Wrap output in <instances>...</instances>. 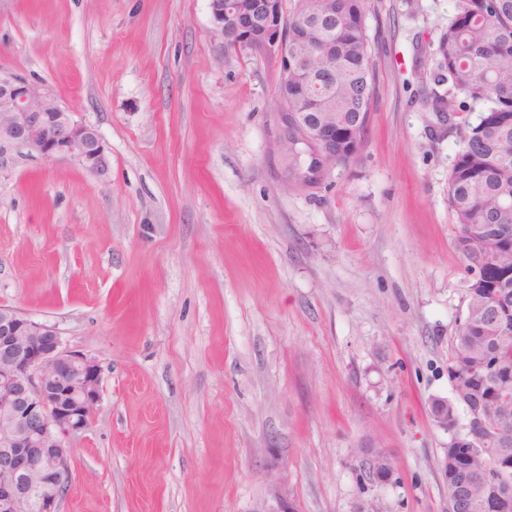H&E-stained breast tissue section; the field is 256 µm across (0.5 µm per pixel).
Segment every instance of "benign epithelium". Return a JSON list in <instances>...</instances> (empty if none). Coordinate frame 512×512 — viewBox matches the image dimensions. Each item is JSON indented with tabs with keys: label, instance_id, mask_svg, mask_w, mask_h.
<instances>
[{
	"label": "benign epithelium",
	"instance_id": "7a95c632",
	"mask_svg": "<svg viewBox=\"0 0 512 512\" xmlns=\"http://www.w3.org/2000/svg\"><path fill=\"white\" fill-rule=\"evenodd\" d=\"M285 0H209L210 36L218 54L224 39L243 50L261 41L280 69L276 98L280 151L294 149L319 163L320 185L336 170V124L312 129L303 106L288 111V83L312 72L310 56L288 48ZM301 39L331 45L336 40V4L325 0L300 23ZM336 86V67L317 76L314 99ZM25 149L47 161L68 158L92 173L107 167L99 131L75 118L43 83L0 66V157ZM101 402L96 361L64 347L58 329L0 306V512H60L72 473L71 437L86 431Z\"/></svg>",
	"mask_w": 512,
	"mask_h": 512
}]
</instances>
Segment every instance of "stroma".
<instances>
[{"label":"stroma","mask_w":512,"mask_h":512,"mask_svg":"<svg viewBox=\"0 0 512 512\" xmlns=\"http://www.w3.org/2000/svg\"><path fill=\"white\" fill-rule=\"evenodd\" d=\"M458 0H368L366 140L329 186L279 153L275 62L221 56L208 0H0V65L94 125L108 166L0 162V305L95 359L62 512H448L433 398L469 276L424 106ZM393 457L362 483L353 455Z\"/></svg>","instance_id":"obj_1"}]
</instances>
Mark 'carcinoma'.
Segmentation results:
<instances>
[{"instance_id": "cac0c4a2", "label": "carcinoma", "mask_w": 512, "mask_h": 512, "mask_svg": "<svg viewBox=\"0 0 512 512\" xmlns=\"http://www.w3.org/2000/svg\"><path fill=\"white\" fill-rule=\"evenodd\" d=\"M367 0H336V56L307 49L319 71L336 65L331 98L335 112L336 163L347 165L365 141L374 93L372 46L363 24ZM437 83L426 100L431 112L447 115L448 129L462 146L448 174V206L455 216L456 249L466 270L480 267L478 284L467 288V312L448 366L451 400L432 401L431 413L448 411V429L466 414L464 436L448 440L442 468L448 501H481L508 491L512 512V0H458L456 15L439 39ZM478 113L473 124L460 118ZM494 308V323L485 313ZM359 468L372 479L386 475L384 450L367 449Z\"/></svg>"}]
</instances>
